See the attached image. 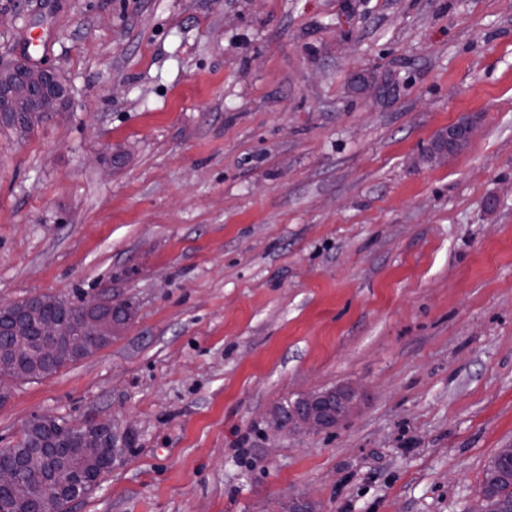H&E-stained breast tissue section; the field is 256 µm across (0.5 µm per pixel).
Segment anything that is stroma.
<instances>
[{
	"instance_id": "35a3bbf8",
	"label": "stroma",
	"mask_w": 512,
	"mask_h": 512,
	"mask_svg": "<svg viewBox=\"0 0 512 512\" xmlns=\"http://www.w3.org/2000/svg\"><path fill=\"white\" fill-rule=\"evenodd\" d=\"M19 54L69 94L0 127V305L132 316L14 385L0 448L110 423L70 512H463L512 445V0H0ZM336 387L337 428L274 431ZM479 133L478 120L470 115L463 116L437 136L430 152L441 160L448 159V156L461 152Z\"/></svg>"
}]
</instances>
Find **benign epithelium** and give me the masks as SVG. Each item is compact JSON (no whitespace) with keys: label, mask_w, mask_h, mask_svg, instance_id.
I'll return each mask as SVG.
<instances>
[{"label":"benign epithelium","mask_w":512,"mask_h":512,"mask_svg":"<svg viewBox=\"0 0 512 512\" xmlns=\"http://www.w3.org/2000/svg\"><path fill=\"white\" fill-rule=\"evenodd\" d=\"M68 90L50 68L32 62L26 55L0 65V115L10 112L16 122L30 112L51 113ZM480 133L478 120L461 117L440 133L430 147L432 155L446 159L462 151ZM52 303L69 308L75 304L45 294L30 295L24 300L0 306V336L7 342L0 346V391L11 382L45 378V370L61 358L80 361L97 346L110 342L129 320L128 304L112 298L83 301L75 306L79 317L72 326L42 317V309ZM356 403V391L336 387L297 399L288 407V419L280 425L293 430L323 432L338 426L349 416ZM59 419L40 416L26 427L25 447L16 451L17 464L0 470V486L11 493L14 504L32 502L36 490L25 478L24 470L38 466L55 448L52 426ZM76 431L75 450L88 462L101 455L103 432L97 422L71 424ZM491 481L504 480L512 474V447L500 448L487 466Z\"/></svg>","instance_id":"benign-epithelium-1"}]
</instances>
